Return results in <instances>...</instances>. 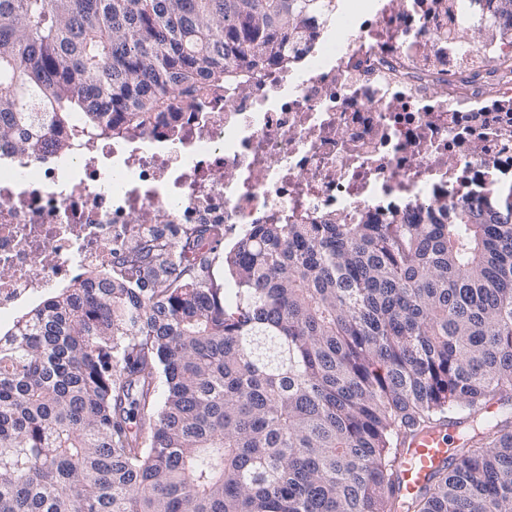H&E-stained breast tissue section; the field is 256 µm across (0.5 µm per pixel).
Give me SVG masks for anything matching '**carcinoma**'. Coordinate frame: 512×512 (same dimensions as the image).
<instances>
[{
  "label": "carcinoma",
  "instance_id": "1",
  "mask_svg": "<svg viewBox=\"0 0 512 512\" xmlns=\"http://www.w3.org/2000/svg\"><path fill=\"white\" fill-rule=\"evenodd\" d=\"M496 32L512 0H494ZM336 0H0V152L123 138L288 67ZM153 224L0 339V512H512V202ZM223 266L235 292L225 297ZM499 407L496 417L485 408ZM471 423L397 505L407 439Z\"/></svg>",
  "mask_w": 512,
  "mask_h": 512
}]
</instances>
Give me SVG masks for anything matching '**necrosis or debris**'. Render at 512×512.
Listing matches in <instances>:
<instances>
[{
  "label": "necrosis or debris",
  "instance_id": "necrosis-or-debris-1",
  "mask_svg": "<svg viewBox=\"0 0 512 512\" xmlns=\"http://www.w3.org/2000/svg\"><path fill=\"white\" fill-rule=\"evenodd\" d=\"M456 0H348L301 31L295 67L67 162L0 167V325L157 224H399L512 186V35L476 36Z\"/></svg>",
  "mask_w": 512,
  "mask_h": 512
}]
</instances>
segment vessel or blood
Here are the masks:
<instances>
[{
  "instance_id": "obj_1",
  "label": "vessel or blood",
  "mask_w": 512,
  "mask_h": 512,
  "mask_svg": "<svg viewBox=\"0 0 512 512\" xmlns=\"http://www.w3.org/2000/svg\"><path fill=\"white\" fill-rule=\"evenodd\" d=\"M466 428L457 421L417 434L409 439L403 453L396 494L407 501L425 490L434 472L448 461L450 435L464 436Z\"/></svg>"
}]
</instances>
